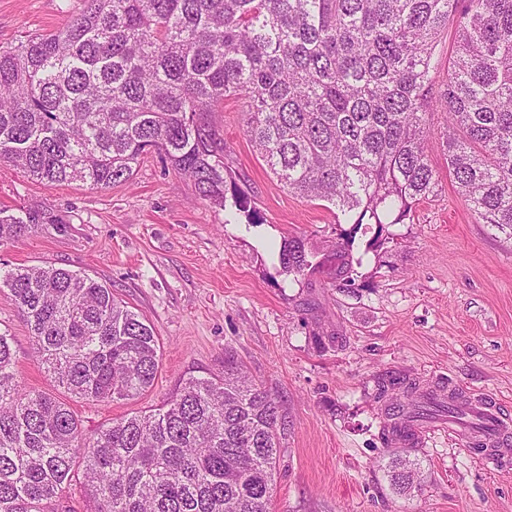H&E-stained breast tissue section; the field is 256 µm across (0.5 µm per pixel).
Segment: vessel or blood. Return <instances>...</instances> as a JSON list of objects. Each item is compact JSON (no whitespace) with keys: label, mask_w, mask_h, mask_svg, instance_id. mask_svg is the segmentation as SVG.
<instances>
[{"label":"vessel or blood","mask_w":512,"mask_h":512,"mask_svg":"<svg viewBox=\"0 0 512 512\" xmlns=\"http://www.w3.org/2000/svg\"><path fill=\"white\" fill-rule=\"evenodd\" d=\"M460 404L467 414L475 418V425L453 421L439 424L412 421L394 434L392 446L402 448L412 443L423 446L437 433L448 432L465 440L480 458L491 462L497 460L504 448L512 445V419L502 413L497 402L480 395L469 394Z\"/></svg>","instance_id":"b4317fda"}]
</instances>
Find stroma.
<instances>
[{
    "label": "stroma",
    "mask_w": 512,
    "mask_h": 512,
    "mask_svg": "<svg viewBox=\"0 0 512 512\" xmlns=\"http://www.w3.org/2000/svg\"><path fill=\"white\" fill-rule=\"evenodd\" d=\"M83 0H0V48L70 23ZM242 99L212 114L260 224H228L193 185L151 155L132 178L105 189L44 184L0 163V208H47L63 216L19 241L0 242V267L50 264L88 273L154 327L161 364L135 400L72 401L85 431L162 404L183 378L221 372L225 354L278 398L288 429L281 443L272 512H512V458L479 459L439 434L418 450L422 487L392 492L380 439L377 380L491 397L512 414V238L480 223L456 191L440 149L430 160L436 196L391 242L367 249L357 237L356 286L335 287L332 212L284 187L242 128ZM305 240L318 267L281 274L283 240ZM0 329L13 341L18 380L63 397L32 354L28 327L0 291ZM342 336L335 349L320 343Z\"/></svg>",
    "instance_id": "obj_1"
}]
</instances>
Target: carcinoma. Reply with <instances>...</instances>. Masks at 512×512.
I'll return each instance as SVG.
<instances>
[{
    "label": "carcinoma",
    "instance_id": "1",
    "mask_svg": "<svg viewBox=\"0 0 512 512\" xmlns=\"http://www.w3.org/2000/svg\"><path fill=\"white\" fill-rule=\"evenodd\" d=\"M455 48L439 89L431 72L449 21ZM245 100L243 131L289 190L327 203L339 226L334 280L352 289L358 233L403 224L437 192L429 154L448 160L460 197L512 237V0H85L57 31L0 50V163L46 184L107 188L145 156L163 157L226 224H259L226 161L211 113ZM445 115L438 141L432 117ZM63 220L48 209H0V241ZM286 239L283 273L317 265ZM42 368L94 404L132 400L154 384V328L112 288L52 265L0 269ZM0 331V512H271L287 421L275 395L231 355L224 371L191 375L161 405L84 433L53 394L16 377ZM378 382L386 418L443 411ZM394 493L421 486L398 452Z\"/></svg>",
    "mask_w": 512,
    "mask_h": 512
}]
</instances>
